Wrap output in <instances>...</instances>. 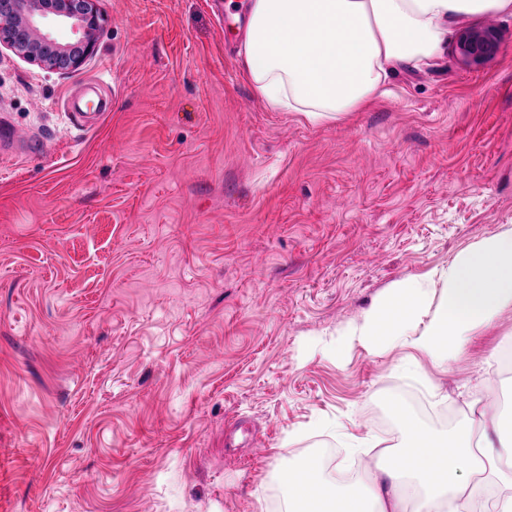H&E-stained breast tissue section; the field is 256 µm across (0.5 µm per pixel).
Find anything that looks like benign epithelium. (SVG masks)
<instances>
[{
	"instance_id": "7a95c632",
	"label": "benign epithelium",
	"mask_w": 512,
	"mask_h": 512,
	"mask_svg": "<svg viewBox=\"0 0 512 512\" xmlns=\"http://www.w3.org/2000/svg\"><path fill=\"white\" fill-rule=\"evenodd\" d=\"M53 20L71 32L65 37L49 31ZM104 17L94 0H0V45H5L29 62L55 69L62 64L77 70L95 53ZM498 48L492 27H467L459 33L456 50L469 66H480Z\"/></svg>"
}]
</instances>
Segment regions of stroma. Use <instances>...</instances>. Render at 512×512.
I'll return each mask as SVG.
<instances>
[{
    "mask_svg": "<svg viewBox=\"0 0 512 512\" xmlns=\"http://www.w3.org/2000/svg\"><path fill=\"white\" fill-rule=\"evenodd\" d=\"M210 0H96L70 73L0 45V512H278L343 423L428 402L395 349L327 347L393 283L512 224V18L495 56L389 77L336 120L270 109ZM84 127L65 108L84 83ZM512 315L429 371L512 397Z\"/></svg>",
    "mask_w": 512,
    "mask_h": 512,
    "instance_id": "35a3bbf8",
    "label": "stroma"
}]
</instances>
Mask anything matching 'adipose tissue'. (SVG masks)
I'll use <instances>...</instances> for the list:
<instances>
[{"instance_id": "obj_1", "label": "adipose tissue", "mask_w": 512, "mask_h": 512, "mask_svg": "<svg viewBox=\"0 0 512 512\" xmlns=\"http://www.w3.org/2000/svg\"><path fill=\"white\" fill-rule=\"evenodd\" d=\"M512 15V0H251L244 52L252 81L275 110L340 118L376 96L397 72L435 65L456 28L481 14ZM512 313V225L408 277L329 344L336 357L359 345L403 349L404 376L440 372L465 358L476 331ZM385 404L401 427L393 449L371 432L337 425L361 473L327 483L316 456L289 462L277 481L285 512H512V410L497 395L478 418L441 433L396 395ZM392 463L374 465L375 456Z\"/></svg>"}]
</instances>
